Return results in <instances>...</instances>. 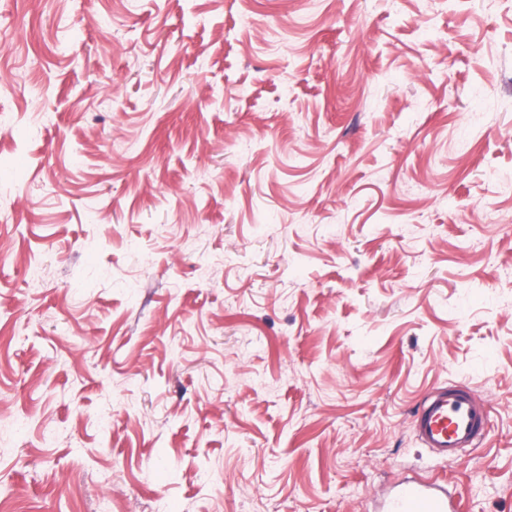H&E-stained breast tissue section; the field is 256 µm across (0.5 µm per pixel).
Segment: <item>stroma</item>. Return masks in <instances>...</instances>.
I'll use <instances>...</instances> for the list:
<instances>
[{"label": "stroma", "instance_id": "35a3bbf8", "mask_svg": "<svg viewBox=\"0 0 512 512\" xmlns=\"http://www.w3.org/2000/svg\"><path fill=\"white\" fill-rule=\"evenodd\" d=\"M512 512V0H0V505ZM488 422L487 404L462 384L434 388L413 420L417 439L442 467L476 448L487 434ZM447 474L406 478L376 495L375 512H464L465 504L456 486L450 490Z\"/></svg>", "mask_w": 512, "mask_h": 512}]
</instances>
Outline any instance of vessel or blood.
Returning <instances> with one entry per match:
<instances>
[{
  "label": "vessel or blood",
  "instance_id": "obj_1",
  "mask_svg": "<svg viewBox=\"0 0 512 512\" xmlns=\"http://www.w3.org/2000/svg\"><path fill=\"white\" fill-rule=\"evenodd\" d=\"M486 403L462 384L434 388L417 410V439L440 471L429 477L407 478L380 491L375 512H465L458 489L450 488L443 468L467 449L477 447L487 433Z\"/></svg>",
  "mask_w": 512,
  "mask_h": 512
}]
</instances>
